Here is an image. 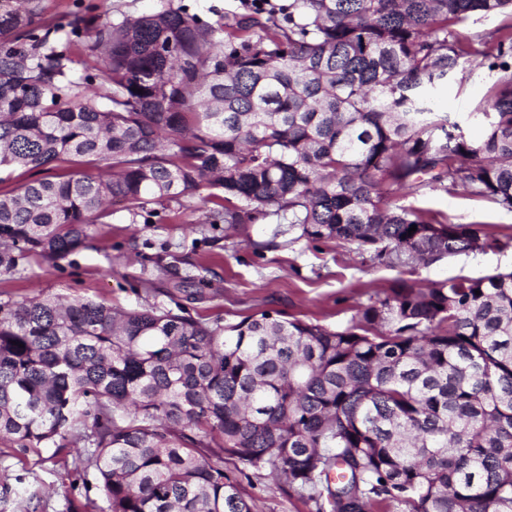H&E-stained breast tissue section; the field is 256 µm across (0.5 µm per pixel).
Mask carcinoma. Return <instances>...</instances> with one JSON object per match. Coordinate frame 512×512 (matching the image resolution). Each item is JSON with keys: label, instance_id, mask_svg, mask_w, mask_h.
Returning <instances> with one entry per match:
<instances>
[{"label": "carcinoma", "instance_id": "obj_1", "mask_svg": "<svg viewBox=\"0 0 512 512\" xmlns=\"http://www.w3.org/2000/svg\"><path fill=\"white\" fill-rule=\"evenodd\" d=\"M477 12L503 23L463 32ZM482 68L470 138L431 92ZM16 167L49 174L0 191L1 277L85 247L115 201L147 222L203 187L206 224L275 206L300 237L380 263L482 249L477 225L391 200L461 186L512 211V0H288L216 20L162 0L117 22L0 0V173ZM72 438L108 512H252L226 454L313 512H512V272L400 279L343 330L0 302V442Z\"/></svg>", "mask_w": 512, "mask_h": 512}]
</instances>
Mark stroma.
I'll return each instance as SVG.
<instances>
[{"label": "stroma", "instance_id": "1", "mask_svg": "<svg viewBox=\"0 0 512 512\" xmlns=\"http://www.w3.org/2000/svg\"><path fill=\"white\" fill-rule=\"evenodd\" d=\"M113 20L154 11L160 0H40L44 18L86 4ZM492 76L474 71L465 83L449 81L437 101L466 136L478 137L484 122L475 113ZM200 193L172 202L175 219L159 213L150 222L133 220L113 208L87 248L57 265L31 261L13 277H0V301L66 296L106 301L122 308L182 304L193 317L236 323L264 310L331 329L354 324L357 310L399 279L422 285L454 278L477 279L512 270V212L471 197L464 189L427 188L393 198L394 206L425 209L440 220L478 224L494 240L485 249L459 254L430 266L372 261L352 244L301 238L282 216L255 224L201 221ZM82 442L63 451L41 448L20 453L0 444V512H107L98 490L72 461ZM225 472L236 477L253 512H311L296 491H282L268 471L225 458Z\"/></svg>", "mask_w": 512, "mask_h": 512}]
</instances>
